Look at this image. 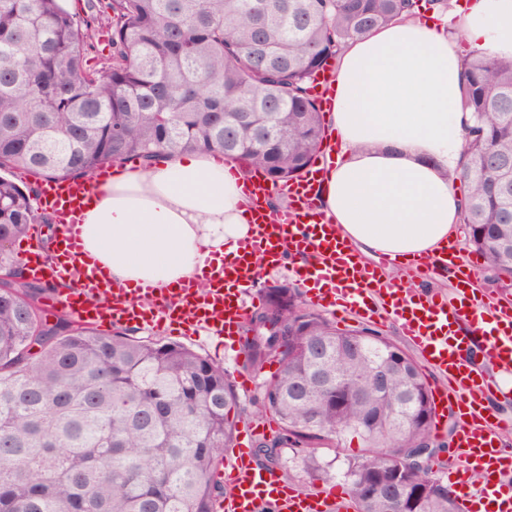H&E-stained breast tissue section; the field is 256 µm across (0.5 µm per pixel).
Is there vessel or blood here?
Listing matches in <instances>:
<instances>
[{
  "label": "vessel or blood",
  "instance_id": "1",
  "mask_svg": "<svg viewBox=\"0 0 512 512\" xmlns=\"http://www.w3.org/2000/svg\"><path fill=\"white\" fill-rule=\"evenodd\" d=\"M317 172V167H310L301 178L280 185V193L290 204L275 213L266 210L271 192L266 180L257 174L245 175L244 189L253 202V233L239 244L234 259L218 267L204 266L205 286L188 282L158 296L150 286L113 285L96 265L87 264L81 283L54 297L52 306L66 308L78 320L99 327L162 320L186 326L192 334L203 331L234 343L249 316L247 296L260 278L257 260L274 268L286 267L302 283L312 306L368 321L385 313L392 316L423 361L450 383L449 388L432 391L436 428H446L449 412L457 414V468L449 478L461 483L471 473L481 477L476 486L463 485L464 512H486L490 507L495 512H512V495L503 492L512 474V450L501 446L505 426L489 405L493 396L503 393L504 385L472 373L473 359L479 354L512 371V304L490 303L464 292L452 300L425 289L413 294L389 284L377 267L361 261L339 238L335 225L309 208ZM111 178V170L103 168L91 182L67 179L42 184L39 205L54 215L64 260L45 266L38 259L37 244H29L21 260L31 277L69 276L68 262L82 253L84 207L97 186ZM296 254L310 257V264L284 266L285 256ZM458 259L457 246L452 243L445 256L411 263L410 269L422 282L446 267L473 278L476 265L462 267ZM217 476L226 492L216 503V512H345L347 507L346 497L334 490L307 495L289 487L274 470L258 467L246 448L232 450Z\"/></svg>",
  "mask_w": 512,
  "mask_h": 512
}]
</instances>
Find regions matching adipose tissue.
Here are the masks:
<instances>
[{
	"mask_svg": "<svg viewBox=\"0 0 512 512\" xmlns=\"http://www.w3.org/2000/svg\"><path fill=\"white\" fill-rule=\"evenodd\" d=\"M512 58V0H454L344 48L332 74V145L311 194L317 213L365 253L405 262L457 240L462 47ZM236 162L181 155L114 173L84 208L86 255L115 284L173 288L251 234Z\"/></svg>",
	"mask_w": 512,
	"mask_h": 512,
	"instance_id": "obj_1",
	"label": "adipose tissue"
}]
</instances>
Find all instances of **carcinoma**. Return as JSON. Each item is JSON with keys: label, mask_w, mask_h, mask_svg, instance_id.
<instances>
[{"label": "carcinoma", "mask_w": 512, "mask_h": 512, "mask_svg": "<svg viewBox=\"0 0 512 512\" xmlns=\"http://www.w3.org/2000/svg\"><path fill=\"white\" fill-rule=\"evenodd\" d=\"M0 0V169L89 179L107 164L208 152L272 184L300 177L325 136L311 94L344 45L413 17L415 0ZM107 40L105 66L88 55ZM474 113L454 179L467 188V245L512 283V59L464 58ZM35 188L0 176V512H214L215 471L243 410L224 367L175 341L103 331L49 311L11 244L38 223ZM245 332L246 364L278 369L258 410L278 434L253 442L332 448L351 435L356 512H405L388 498L394 456L424 449L431 389L415 361L366 327L340 329L294 288L266 292ZM383 368L384 382L372 378ZM438 476L411 468L417 512H460Z\"/></svg>", "instance_id": "obj_1"}]
</instances>
